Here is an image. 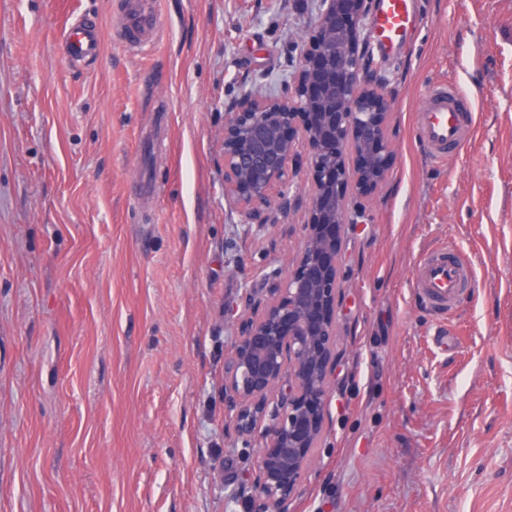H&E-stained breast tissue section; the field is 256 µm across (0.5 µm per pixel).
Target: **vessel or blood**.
I'll use <instances>...</instances> for the list:
<instances>
[{"mask_svg": "<svg viewBox=\"0 0 512 512\" xmlns=\"http://www.w3.org/2000/svg\"><path fill=\"white\" fill-rule=\"evenodd\" d=\"M418 16L412 0H378L370 20L371 35L385 55L400 52ZM118 24L136 48H149L159 32L158 14L145 0H122ZM105 32L97 21L78 17L66 25L64 49L71 61L89 63L101 56ZM465 96L451 87L429 91L423 107L416 113L418 136L435 159L463 147L472 137L475 114L463 106ZM473 279L470 265L435 250L416 264L412 284L415 296L431 310L446 315L463 299Z\"/></svg>", "mask_w": 512, "mask_h": 512, "instance_id": "obj_1", "label": "vessel or blood"}]
</instances>
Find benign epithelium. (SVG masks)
Returning a JSON list of instances; mask_svg holds the SVG:
<instances>
[{"instance_id":"benign-epithelium-1","label":"benign epithelium","mask_w":512,"mask_h":512,"mask_svg":"<svg viewBox=\"0 0 512 512\" xmlns=\"http://www.w3.org/2000/svg\"><path fill=\"white\" fill-rule=\"evenodd\" d=\"M322 3L301 38L294 91L254 85L224 113V201L246 231L274 212L306 217L297 255L265 275L272 286L245 289L228 313L237 338L224 359L225 425L258 443L240 485L255 512H293L313 462L334 378L342 242L363 223L360 198L385 181L392 148V93L363 35L371 0ZM304 169L305 194L292 190Z\"/></svg>"}]
</instances>
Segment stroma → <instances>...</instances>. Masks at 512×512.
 <instances>
[{"instance_id":"obj_1","label":"stroma","mask_w":512,"mask_h":512,"mask_svg":"<svg viewBox=\"0 0 512 512\" xmlns=\"http://www.w3.org/2000/svg\"><path fill=\"white\" fill-rule=\"evenodd\" d=\"M161 35L114 36L118 0H0V512H254L258 449L224 430V309L292 257L302 213L258 236L224 202V109L282 88L319 0H155ZM396 59L385 185L339 257L335 386L294 512H512V0H416ZM76 14L107 34L70 64ZM476 104L436 161L431 87ZM452 246L446 318L415 263ZM458 345H433L440 326ZM454 250H434L416 264L412 284L415 296L440 315L454 311L463 299L466 285L473 279L470 265L457 257H448Z\"/></svg>"}]
</instances>
